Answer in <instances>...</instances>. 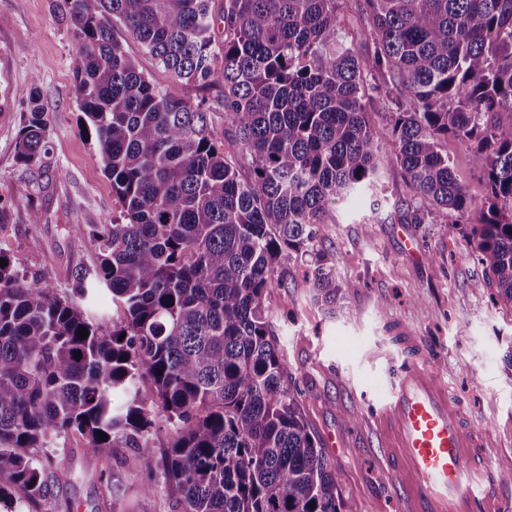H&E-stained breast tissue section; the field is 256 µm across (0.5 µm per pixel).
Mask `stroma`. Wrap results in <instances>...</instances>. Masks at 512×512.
<instances>
[{"label": "stroma", "instance_id": "35a3bbf8", "mask_svg": "<svg viewBox=\"0 0 512 512\" xmlns=\"http://www.w3.org/2000/svg\"><path fill=\"white\" fill-rule=\"evenodd\" d=\"M77 43L59 22L54 0H0V252L27 278L46 283L62 302L79 305L102 332L123 318L110 293L80 297L71 273L96 263L74 224H108L118 211L112 184L95 146L79 128L80 105L70 60ZM41 89L51 118L43 165L16 159V135L32 86ZM443 148L459 181L483 198L485 181L471 150L456 139ZM409 189L397 166L385 163L373 186L337 200L317 225L315 249L341 286L335 314L313 300L307 263L281 265L269 314L283 348L289 384L318 438L343 445L326 456L342 497L356 512H398L393 485L366 425L375 407L374 382L391 381L403 358L392 327L403 324L467 410L468 425L486 437L491 467L512 459V306L480 287L484 267L471 255L454 217L438 224H405L396 203ZM39 223H31L32 214ZM414 238L416 252L405 239ZM151 459L126 447L111 458L88 453L76 434L34 454L52 477L53 512H171L156 435ZM154 494H144L146 485Z\"/></svg>", "mask_w": 512, "mask_h": 512}]
</instances>
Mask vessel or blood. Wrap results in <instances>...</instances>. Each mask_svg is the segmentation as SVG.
Instances as JSON below:
<instances>
[{"label":"vessel or blood","mask_w":512,"mask_h":512,"mask_svg":"<svg viewBox=\"0 0 512 512\" xmlns=\"http://www.w3.org/2000/svg\"><path fill=\"white\" fill-rule=\"evenodd\" d=\"M405 366L382 393L369 427L399 512H512V492L483 459V439L467 430L461 405L425 368L418 339L394 328Z\"/></svg>","instance_id":"1"}]
</instances>
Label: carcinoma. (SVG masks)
I'll list each match as a JSON object with an SVG mask.
<instances>
[{
  "mask_svg": "<svg viewBox=\"0 0 512 512\" xmlns=\"http://www.w3.org/2000/svg\"><path fill=\"white\" fill-rule=\"evenodd\" d=\"M349 2L55 4L78 42L79 126L119 204L110 224L70 226L97 257L72 288L111 293L125 317L101 332L0 253V504L51 497L31 449L77 433L94 456L124 444L149 459L161 415L175 512H354L285 380L269 299L281 263L312 255L315 225L385 160L410 188L401 220L454 216L488 271L474 287L512 306V0H364L360 48ZM50 130L35 85L18 163H43ZM450 137L471 147L480 201L442 150ZM309 271L334 313L336 278L318 259Z\"/></svg>",
  "mask_w": 512,
  "mask_h": 512,
  "instance_id": "1",
  "label": "carcinoma"
}]
</instances>
